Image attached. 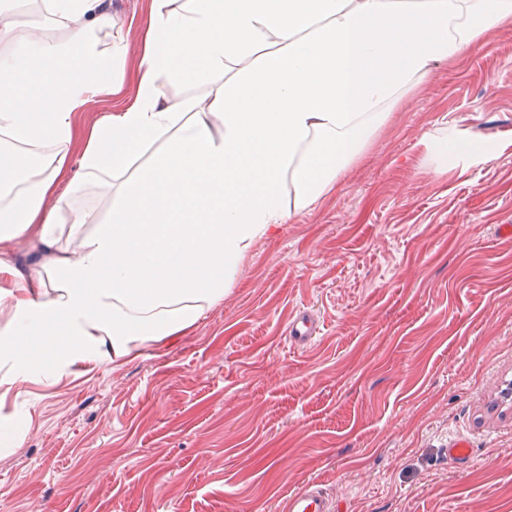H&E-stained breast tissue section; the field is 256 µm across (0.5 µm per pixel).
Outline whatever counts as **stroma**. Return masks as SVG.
<instances>
[{
    "mask_svg": "<svg viewBox=\"0 0 512 512\" xmlns=\"http://www.w3.org/2000/svg\"><path fill=\"white\" fill-rule=\"evenodd\" d=\"M128 56L118 93L136 92ZM492 147L440 162L427 135ZM512 22L391 112L314 209L256 242L224 300L119 362L0 379V512H512ZM309 308L321 336L289 346ZM473 457L459 469L448 441ZM283 512H338V504L324 491L321 484L310 481L291 492L284 500Z\"/></svg>",
    "mask_w": 512,
    "mask_h": 512,
    "instance_id": "1",
    "label": "stroma"
}]
</instances>
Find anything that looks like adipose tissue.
Listing matches in <instances>:
<instances>
[{
  "label": "adipose tissue",
  "mask_w": 512,
  "mask_h": 512,
  "mask_svg": "<svg viewBox=\"0 0 512 512\" xmlns=\"http://www.w3.org/2000/svg\"><path fill=\"white\" fill-rule=\"evenodd\" d=\"M41 2L53 33L0 11V357L21 380L195 326L433 65L512 19V0H153L133 103L80 132L127 35L109 0Z\"/></svg>",
  "instance_id": "ef3b65f1"
}]
</instances>
